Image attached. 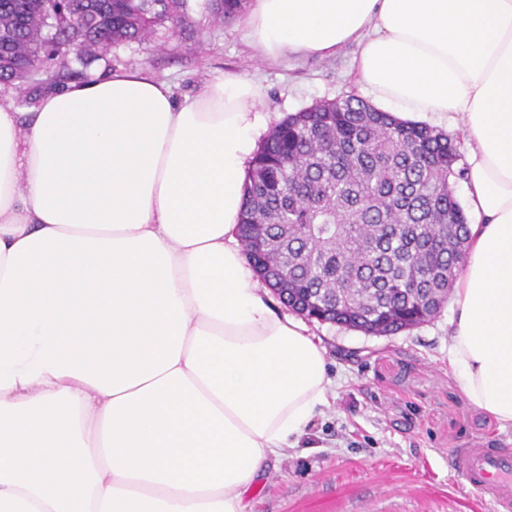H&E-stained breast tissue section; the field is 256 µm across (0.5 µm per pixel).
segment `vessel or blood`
I'll list each match as a JSON object with an SVG mask.
<instances>
[{"mask_svg": "<svg viewBox=\"0 0 512 512\" xmlns=\"http://www.w3.org/2000/svg\"><path fill=\"white\" fill-rule=\"evenodd\" d=\"M448 465L492 512H512V448H459Z\"/></svg>", "mask_w": 512, "mask_h": 512, "instance_id": "b4317fda", "label": "vessel or blood"}]
</instances>
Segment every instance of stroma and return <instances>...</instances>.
<instances>
[{"label": "stroma", "instance_id": "stroma-1", "mask_svg": "<svg viewBox=\"0 0 512 512\" xmlns=\"http://www.w3.org/2000/svg\"><path fill=\"white\" fill-rule=\"evenodd\" d=\"M207 0H187L178 32L157 27L144 42L113 46L82 65L49 59L45 76L64 82L138 67L168 83L176 97L197 94L223 76L258 84L270 123L323 99L366 97L352 70L354 47L327 59L261 61L243 33L242 18L212 19ZM451 307L428 323L373 336L311 322L333 381L323 408L288 456L270 460L248 494L250 512H490L448 466L453 449L476 444L512 448V428L466 399L448 366Z\"/></svg>", "mask_w": 512, "mask_h": 512}]
</instances>
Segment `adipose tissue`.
<instances>
[{"label":"adipose tissue","instance_id":"1","mask_svg":"<svg viewBox=\"0 0 512 512\" xmlns=\"http://www.w3.org/2000/svg\"><path fill=\"white\" fill-rule=\"evenodd\" d=\"M257 55L357 45L383 110L458 128L469 243L448 366L512 427V0H250ZM262 92L139 68L0 105V512H249L332 386L241 249Z\"/></svg>","mask_w":512,"mask_h":512}]
</instances>
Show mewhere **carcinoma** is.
<instances>
[{"mask_svg": "<svg viewBox=\"0 0 512 512\" xmlns=\"http://www.w3.org/2000/svg\"><path fill=\"white\" fill-rule=\"evenodd\" d=\"M214 19L245 0H209ZM185 22V0H0V82L39 75L46 28L85 65ZM448 135L357 96L277 122L250 161L239 231L257 274L294 312L389 336L435 318L465 258L463 176Z\"/></svg>", "mask_w": 512, "mask_h": 512, "instance_id": "1", "label": "carcinoma"}]
</instances>
